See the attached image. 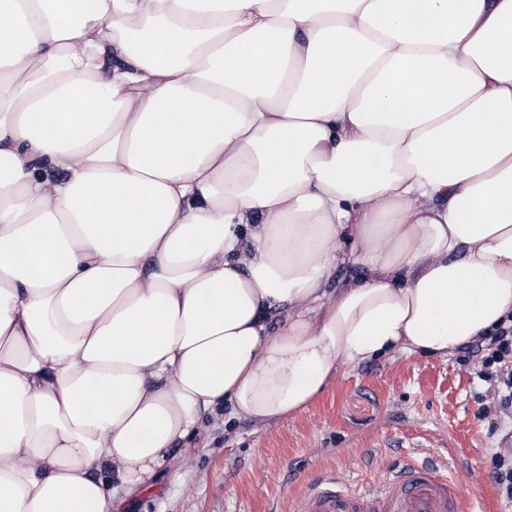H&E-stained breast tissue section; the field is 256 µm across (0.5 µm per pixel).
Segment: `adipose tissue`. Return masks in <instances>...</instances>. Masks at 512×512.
<instances>
[{
    "label": "adipose tissue",
    "instance_id": "ef3b65f1",
    "mask_svg": "<svg viewBox=\"0 0 512 512\" xmlns=\"http://www.w3.org/2000/svg\"><path fill=\"white\" fill-rule=\"evenodd\" d=\"M509 322L512 0H0V512Z\"/></svg>",
    "mask_w": 512,
    "mask_h": 512
}]
</instances>
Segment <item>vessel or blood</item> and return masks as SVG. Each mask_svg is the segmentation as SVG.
Returning a JSON list of instances; mask_svg holds the SVG:
<instances>
[{
    "mask_svg": "<svg viewBox=\"0 0 512 512\" xmlns=\"http://www.w3.org/2000/svg\"><path fill=\"white\" fill-rule=\"evenodd\" d=\"M462 458L458 452L452 461ZM449 462L407 460L363 489L338 487L326 475L300 490L296 512H457L462 496L448 477Z\"/></svg>",
    "mask_w": 512,
    "mask_h": 512,
    "instance_id": "vessel-or-blood-1",
    "label": "vessel or blood"
}]
</instances>
